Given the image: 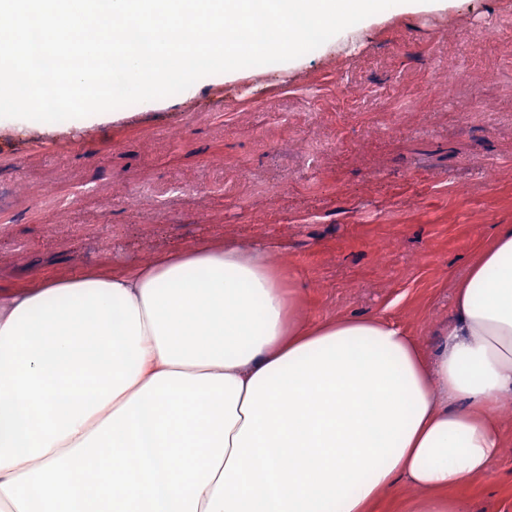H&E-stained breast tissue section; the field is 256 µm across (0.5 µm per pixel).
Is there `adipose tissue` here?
<instances>
[{
    "instance_id": "obj_1",
    "label": "adipose tissue",
    "mask_w": 512,
    "mask_h": 512,
    "mask_svg": "<svg viewBox=\"0 0 512 512\" xmlns=\"http://www.w3.org/2000/svg\"><path fill=\"white\" fill-rule=\"evenodd\" d=\"M273 243L180 246L0 292V512H465L503 443L512 224L434 361L379 316L306 325ZM418 490L410 484L399 481L394 492L387 498L380 501L374 511L376 512H400L404 503L415 497Z\"/></svg>"
}]
</instances>
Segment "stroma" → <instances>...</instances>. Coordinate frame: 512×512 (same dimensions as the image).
Returning <instances> with one entry per match:
<instances>
[{"label":"stroma","instance_id":"1","mask_svg":"<svg viewBox=\"0 0 512 512\" xmlns=\"http://www.w3.org/2000/svg\"><path fill=\"white\" fill-rule=\"evenodd\" d=\"M135 183L148 191L132 204ZM499 224H512V0L384 13L113 123L0 139L1 292L174 245L275 240L304 322L382 316L430 354ZM496 417L498 458L455 491L465 512H512V395Z\"/></svg>","mask_w":512,"mask_h":512}]
</instances>
